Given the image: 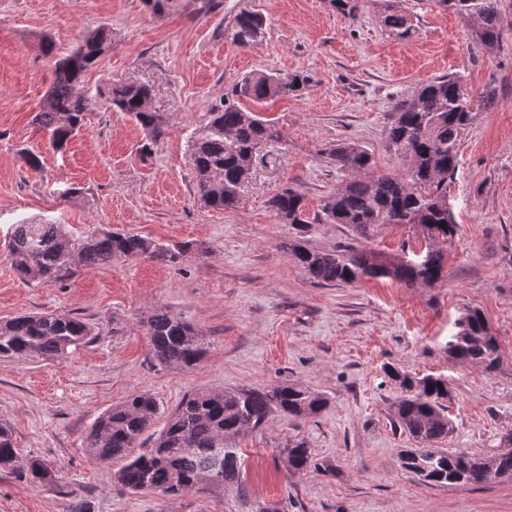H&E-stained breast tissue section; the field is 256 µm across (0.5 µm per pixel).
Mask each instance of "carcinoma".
Here are the masks:
<instances>
[{"mask_svg": "<svg viewBox=\"0 0 512 512\" xmlns=\"http://www.w3.org/2000/svg\"><path fill=\"white\" fill-rule=\"evenodd\" d=\"M449 10L480 21L477 41L487 49L502 39L500 0H438ZM266 20L259 13H240L234 19L233 39L249 47L263 35ZM384 26L397 40L408 38L413 19L395 11ZM104 51V33L90 34L70 52L55 57L53 81L41 112L35 116L50 133L53 149L61 150L83 126L84 112L98 98H108L113 109L124 112L147 133L161 134V116L145 105L149 89L137 82L120 81L108 91H80L83 73ZM307 77L280 78L259 72L245 76L210 109L206 126L194 133L190 162L203 202L214 209L237 207L242 187V163L259 142L280 139V130L240 104V99L262 100L303 88ZM474 99L464 92L458 76L449 74L422 82L399 100L387 125L389 147L406 160L401 176L378 174L372 156L362 145L349 141L329 151V159L348 172L349 181L330 192L321 208L320 224H341L353 241L329 249L308 245L305 235L312 221L303 197L285 189L274 195L271 207L281 223L293 230L288 254L314 284L336 286L363 279L391 278L408 286L432 284L443 272L442 249L428 248L414 264H401L402 256L354 244L369 240L394 226H410L429 243L450 241L456 224L448 205V182L457 170L461 135L477 117ZM15 270L24 278L57 281L67 276L71 262L88 268L106 266L117 258L157 260L178 265L186 249L160 244L138 234L102 231L74 239L56 224H16L6 245ZM149 353L158 363L191 369L206 354L203 338L189 323L164 307L145 317ZM448 340V356L493 372L500 368L502 352L481 310H466ZM95 335L91 322L81 316L36 315L0 320V356L41 358L61 362L72 350ZM387 376L399 382L405 395L392 405L397 426L417 444L400 453L401 467L427 484H485L512 472V431L500 437V448L490 456L449 452L439 447L450 434L448 381L442 376L421 378L395 369ZM328 399L298 383L285 382L270 390L198 392L188 396L169 414L164 428L150 432L160 414L156 400L135 394L101 414L88 437L87 452L96 463L116 460L120 486L133 492L158 491L180 496L210 475L217 483L241 482L242 462L236 439L267 425L272 417L306 418L318 414ZM288 472L310 468L329 472L304 439L290 438L283 448ZM17 460L12 433L0 426V468L14 469ZM29 473L38 481L56 480L57 471L39 459L30 461Z\"/></svg>", "mask_w": 512, "mask_h": 512, "instance_id": "carcinoma-1", "label": "carcinoma"}]
</instances>
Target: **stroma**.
<instances>
[{
	"instance_id": "obj_1",
	"label": "stroma",
	"mask_w": 512,
	"mask_h": 512,
	"mask_svg": "<svg viewBox=\"0 0 512 512\" xmlns=\"http://www.w3.org/2000/svg\"><path fill=\"white\" fill-rule=\"evenodd\" d=\"M181 0L156 15L143 0H0V319L78 314L95 326L87 346L61 362L0 359V425L8 426L18 470H0V512H512V480L431 486L400 466L412 439L394 427L401 396L386 369L447 377L453 431L444 446L489 456L512 430V0H501L503 40L479 46L472 21L435 0H361L357 19L328 0ZM412 16L413 36L391 37L388 9ZM266 18L264 36L238 46L241 11ZM112 44L82 77L83 89L118 80L147 84L164 133L142 156L145 131L98 100L65 151H54L33 118L52 81L41 50L49 38L67 52L98 28ZM301 73L305 88L245 108L274 122L282 139L262 146L234 209L204 207L196 194L190 140L211 107L249 73ZM452 72L472 94L496 93L462 136L449 187L457 233L444 244L445 269L431 286L394 279L312 284L281 247L288 238L270 205L293 189L316 218L347 178L328 158L353 141L379 174L407 163L390 151L386 126L395 103L421 82ZM29 151L42 161L30 170ZM60 224L74 236L134 232L187 246L181 265L116 259L68 278L32 281L14 270L4 244L12 225ZM164 306L206 340L193 369L159 365L149 354L145 312ZM480 308L497 336L503 365L493 373L455 362L447 343L466 308ZM303 385L328 399L317 416H276L239 436L241 483L206 485L171 497L131 492L117 464L86 453L96 418L138 393L164 411L197 391ZM305 439L329 472L289 475L280 450ZM38 458L56 482L21 474Z\"/></svg>"
}]
</instances>
